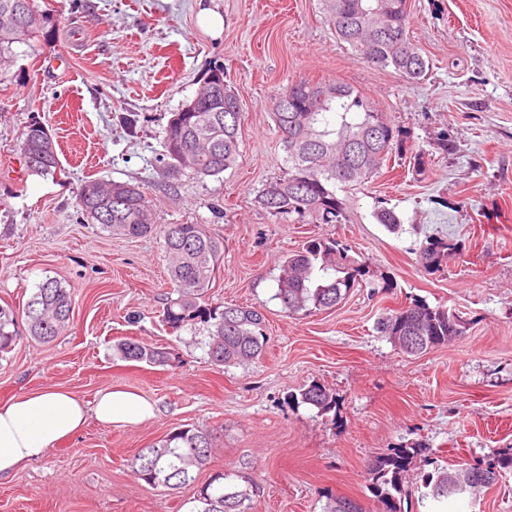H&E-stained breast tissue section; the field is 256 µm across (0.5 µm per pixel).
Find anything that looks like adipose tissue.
Here are the masks:
<instances>
[{
	"label": "adipose tissue",
	"instance_id": "1",
	"mask_svg": "<svg viewBox=\"0 0 512 512\" xmlns=\"http://www.w3.org/2000/svg\"><path fill=\"white\" fill-rule=\"evenodd\" d=\"M155 414L154 404L145 397L112 387L98 391L90 403L65 390L33 391L0 402V479L43 458L89 420L120 428Z\"/></svg>",
	"mask_w": 512,
	"mask_h": 512
}]
</instances>
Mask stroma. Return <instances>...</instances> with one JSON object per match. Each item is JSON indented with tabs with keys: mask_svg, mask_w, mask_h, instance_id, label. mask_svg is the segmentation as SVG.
Wrapping results in <instances>:
<instances>
[{
	"mask_svg": "<svg viewBox=\"0 0 512 512\" xmlns=\"http://www.w3.org/2000/svg\"><path fill=\"white\" fill-rule=\"evenodd\" d=\"M35 6L49 22L15 45L0 74V304L22 308L50 277L70 291L73 311L52 343L24 339L0 356V401L61 388L89 402L120 386L154 402L156 416L125 428L89 422L0 480V512H193L200 485L223 470L237 474L251 512H325L338 498L381 512L370 465L409 446L423 453L400 512H425L420 472L512 449V0H407L411 38L430 61L416 80L356 57L321 0ZM204 7L223 29L200 25ZM219 66L244 112L237 163L216 178L168 181L158 161L167 121ZM305 79L357 88L402 135V155L341 191L343 224H279L254 201L283 157L272 101ZM129 112L139 116L133 131L121 121ZM34 115L60 148L52 177L23 170L21 134ZM88 179L144 184L157 223L203 224L223 241L209 300L261 310L262 356L216 366L206 327L164 325L174 291L161 241L88 223L77 207ZM383 208L398 215V231L378 222ZM429 236L459 246L433 271L418 256ZM312 237L343 241L367 274L335 308L291 316L274 297L280 261ZM415 300L462 315L465 335L417 356L395 349L376 320ZM124 338L176 360H122L113 346ZM314 382L335 397L330 411L301 402ZM188 425L215 438L196 484L171 492L133 474L141 448ZM448 509L512 512V469Z\"/></svg>",
	"mask_w": 512,
	"mask_h": 512,
	"instance_id": "obj_1",
	"label": "stroma"
}]
</instances>
